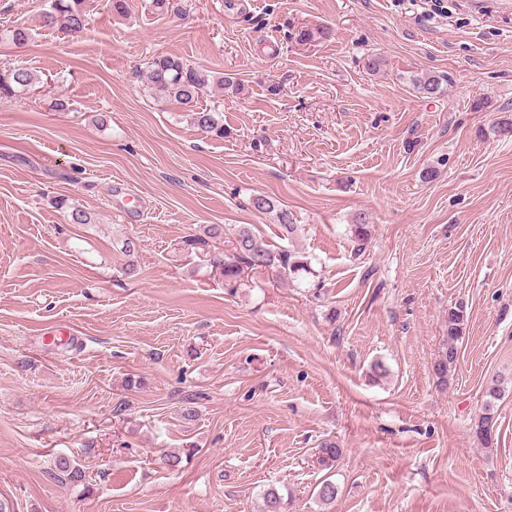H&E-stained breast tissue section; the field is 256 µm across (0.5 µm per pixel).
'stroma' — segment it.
Here are the masks:
<instances>
[{"label": "stroma", "instance_id": "obj_1", "mask_svg": "<svg viewBox=\"0 0 512 512\" xmlns=\"http://www.w3.org/2000/svg\"><path fill=\"white\" fill-rule=\"evenodd\" d=\"M240 2L176 16L127 0L120 16L85 0L70 34L41 28L50 0H0V26L32 31L0 43V66L44 84L0 102V499L261 512L273 487L288 512H319L309 461L332 438L329 512H512V386L493 446L472 429L486 383H512V0ZM164 53L241 82L198 101L223 137L145 90L138 70ZM425 71L449 76L442 97L414 90ZM259 194L294 233L250 206ZM61 198L94 223H66ZM210 224L228 240L250 226L312 272L228 292L183 245ZM61 455L81 479L58 475ZM189 116L190 122L202 132L217 138L223 137L224 124L215 109L190 110ZM251 206L260 213H273L277 218L278 224H282L288 233L294 230L296 219L288 209L280 208L276 201L266 195H255L250 199ZM467 323V313L463 306L448 309L447 347L441 352L435 364V374L441 383L447 384L448 375L458 359L457 342Z\"/></svg>", "mask_w": 512, "mask_h": 512}]
</instances>
